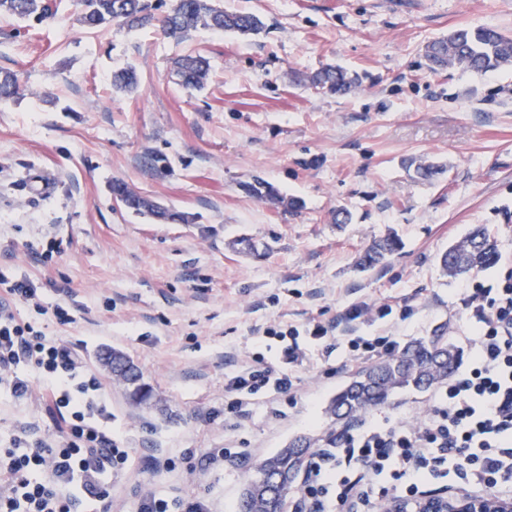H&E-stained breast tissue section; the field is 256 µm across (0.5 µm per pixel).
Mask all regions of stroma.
<instances>
[{
  "label": "stroma",
  "mask_w": 512,
  "mask_h": 512,
  "mask_svg": "<svg viewBox=\"0 0 512 512\" xmlns=\"http://www.w3.org/2000/svg\"><path fill=\"white\" fill-rule=\"evenodd\" d=\"M220 4L259 15L264 29H200L182 42L156 25L91 31L76 0L44 20L0 14V69L20 84L0 103V270L41 285V309L19 312L79 345L103 383L112 433L129 452L112 476V512H138L149 492L234 512L249 461L294 437L324 436L325 407L354 373L344 344L294 368L292 392L260 398L245 419L229 412L225 375L259 355L280 359L260 343L264 329L302 330L352 304L388 305L393 327L361 322L357 335L407 342L442 327L466 360L464 281L441 274V254L480 225L498 256L477 278L512 269V69L434 71L424 55L462 26L512 34V0ZM189 53L210 63L192 90L175 66ZM328 64L359 75V86L340 96L312 88L308 75ZM128 66L138 83L116 90L112 75ZM422 159L439 173L420 177ZM256 178L300 208L246 193ZM115 180L190 223L128 211L109 192ZM342 208L345 224L336 221ZM389 233L401 249L356 270L358 252ZM59 304L74 323L56 320ZM105 349L134 361L151 405L113 383L99 360ZM23 374L28 397L0 384V448L28 426L54 431L38 402L42 378ZM432 400L407 390L372 416L416 424ZM213 448L231 459L207 463ZM159 458L167 469L153 467Z\"/></svg>",
  "instance_id": "stroma-1"
}]
</instances>
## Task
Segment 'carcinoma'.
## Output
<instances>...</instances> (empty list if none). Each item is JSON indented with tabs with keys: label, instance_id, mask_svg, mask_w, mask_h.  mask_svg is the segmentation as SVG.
Masks as SVG:
<instances>
[{
	"label": "carcinoma",
	"instance_id": "cac0c4a2",
	"mask_svg": "<svg viewBox=\"0 0 512 512\" xmlns=\"http://www.w3.org/2000/svg\"><path fill=\"white\" fill-rule=\"evenodd\" d=\"M61 0H0V13L19 18L45 17L58 11ZM81 22L89 29L106 28L121 22L130 28L159 23L163 34L175 40L187 38L199 28L255 34L265 23L256 14L228 12L212 0H174L163 14V0H80ZM426 57L433 68L453 69L477 73L512 67V35L491 27H461L447 37L431 42ZM182 83L194 88L203 83L207 75L206 61L200 56L187 55L179 63ZM310 84L332 94H344L356 83L340 66L328 65L309 79ZM117 89H130L137 85L134 68H124L112 76ZM18 92L17 77L9 71H0V101H7ZM245 191L261 200L282 205L287 209L299 206L294 199L281 196L274 187L260 179L244 184ZM112 198L137 215L153 218L157 222H189V216L165 208L147 195L132 191L127 183L115 180L110 186ZM400 248L399 238L389 233L372 241L359 254L356 267L362 271L381 265ZM496 255V244L481 227L448 247L442 254V272L456 278L488 266ZM113 359L125 362L130 374L124 385L136 386L135 395L146 401L150 392L137 385L140 374L134 364L119 352ZM460 353L448 342L445 334L416 338L400 352L376 360L357 372L330 400L326 414L332 425H348L373 409L385 405L404 390H426L448 382L454 373ZM316 441L298 437L285 447L268 454L252 464L242 489L235 512H284L294 493L297 475L307 465Z\"/></svg>",
	"mask_w": 512,
	"mask_h": 512
}]
</instances>
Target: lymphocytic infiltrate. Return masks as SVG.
Returning a JSON list of instances; mask_svg holds the SVG:
<instances>
[{"label":"lymphocytic infiltrate","mask_w":512,"mask_h":512,"mask_svg":"<svg viewBox=\"0 0 512 512\" xmlns=\"http://www.w3.org/2000/svg\"><path fill=\"white\" fill-rule=\"evenodd\" d=\"M38 287L0 272V384L19 398L29 367L43 379L39 404L58 435L25 441V453L0 449V512H77L80 502L109 512L108 479L128 460L112 437L101 381L86 374L76 349L35 331L17 310L38 303ZM472 334L465 370L437 387L417 425L361 420L330 437L307 466L290 512H334L349 502L378 512L390 492L415 503L424 486L455 477L473 491L512 495V274L469 283L459 299ZM280 344L279 363L253 359L225 377L229 409L247 416L259 396L292 392V367L308 358L297 331L265 329Z\"/></svg>","instance_id":"f902f5d3"}]
</instances>
